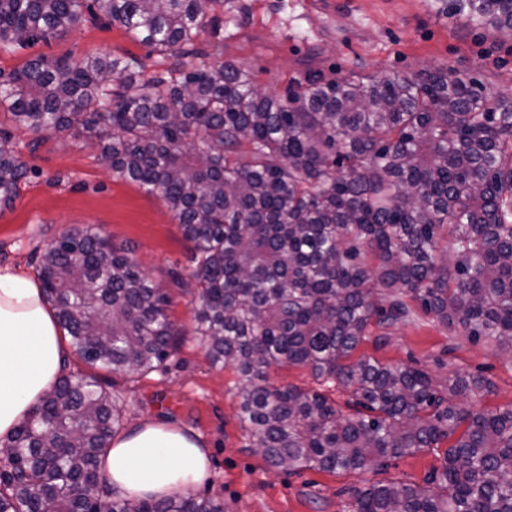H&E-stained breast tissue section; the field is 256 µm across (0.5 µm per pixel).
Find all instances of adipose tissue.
Here are the masks:
<instances>
[{"mask_svg": "<svg viewBox=\"0 0 512 512\" xmlns=\"http://www.w3.org/2000/svg\"><path fill=\"white\" fill-rule=\"evenodd\" d=\"M64 359L60 327L40 283L0 268V446L62 376ZM207 466L200 441L154 423L116 435L101 462L111 498L126 501L185 493Z\"/></svg>", "mask_w": 512, "mask_h": 512, "instance_id": "1", "label": "adipose tissue"}]
</instances>
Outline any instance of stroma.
Listing matches in <instances>:
<instances>
[{"mask_svg":"<svg viewBox=\"0 0 512 512\" xmlns=\"http://www.w3.org/2000/svg\"><path fill=\"white\" fill-rule=\"evenodd\" d=\"M200 43L209 54L250 69L269 93H285L310 73L332 78L446 67L480 79L490 95L512 97V36L449 20L435 0H224L223 30L201 36ZM105 53L137 59L146 78L173 63L119 25L86 22L26 50L1 51L0 71L40 55L79 60ZM13 137L28 174L13 206L0 210V267L37 275L49 244L86 227L132 249L140 269L170 297L168 315L181 333L177 350L164 368L135 378L92 370L74 354L66 371L95 374L117 389L124 429L158 423L199 438L208 450V470L193 495L223 501L226 512H342L351 490L371 481L424 486L443 448L405 454L375 474L304 469L291 475L270 466L238 416L244 378L234 366L213 363L194 332L193 297L178 282L194 265L193 246L165 202L112 176L83 139L24 129ZM354 355L417 365L437 378L454 371L480 374L494 388L473 398L475 407L512 405V352L473 343L424 315L394 327L383 344L366 337Z\"/></svg>","mask_w":512,"mask_h":512,"instance_id":"1","label":"stroma"}]
</instances>
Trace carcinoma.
Listing matches in <instances>:
<instances>
[{"label":"carcinoma","mask_w":512,"mask_h":512,"mask_svg":"<svg viewBox=\"0 0 512 512\" xmlns=\"http://www.w3.org/2000/svg\"><path fill=\"white\" fill-rule=\"evenodd\" d=\"M450 17L512 35V0H440ZM224 0H0V49L24 50L78 24H119L175 58L144 80L134 59L38 56L0 80L15 127L83 138L123 180L163 199L193 244L195 332L246 384L253 446L288 473L381 471L449 442L426 486L355 491L343 512H512V406L459 402L491 380L437 381L353 352L419 314L472 342L512 349V97L448 68L367 78L310 75L280 96L250 70L199 51ZM27 167L0 130V209ZM43 252L39 278L75 353L134 377L176 349L170 297L128 248L92 228ZM273 365L336 382L325 394L270 381ZM122 427L119 397L63 375L0 455V512H224L188 495L109 497L100 459ZM95 489L97 497L88 498Z\"/></svg>","instance_id":"obj_1"}]
</instances>
